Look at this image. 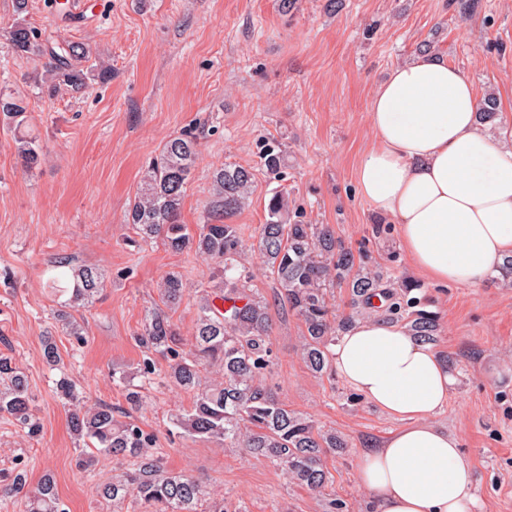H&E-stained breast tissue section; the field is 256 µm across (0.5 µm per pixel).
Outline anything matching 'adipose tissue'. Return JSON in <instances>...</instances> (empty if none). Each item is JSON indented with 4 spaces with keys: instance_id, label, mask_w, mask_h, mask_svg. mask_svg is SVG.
Masks as SVG:
<instances>
[{
    "instance_id": "adipose-tissue-1",
    "label": "adipose tissue",
    "mask_w": 512,
    "mask_h": 512,
    "mask_svg": "<svg viewBox=\"0 0 512 512\" xmlns=\"http://www.w3.org/2000/svg\"><path fill=\"white\" fill-rule=\"evenodd\" d=\"M479 107L469 72L430 53L395 66L371 99L359 190L435 283L481 286L512 255V137L493 139ZM331 361L349 388L399 422L360 459L372 512H471L472 463L437 420L453 385L447 361L375 315L338 337Z\"/></svg>"
}]
</instances>
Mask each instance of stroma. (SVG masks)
Instances as JSON below:
<instances>
[{"instance_id": "obj_1", "label": "stroma", "mask_w": 512, "mask_h": 512, "mask_svg": "<svg viewBox=\"0 0 512 512\" xmlns=\"http://www.w3.org/2000/svg\"><path fill=\"white\" fill-rule=\"evenodd\" d=\"M72 2L30 0L25 20L50 41L84 44L112 76L50 96L36 87L42 61L13 54L4 31L12 0H0V88L28 99V126L45 156L38 168H24L12 133L0 127V352L25 373L42 425L32 439L0 417V470L21 458L30 482L53 473L69 512H127V503L112 505L96 492L118 473L111 457H98L87 472L75 465L69 407L54 393L42 339L54 336L84 399L117 408L126 402L112 371L141 359L136 338L148 314L166 311L190 339L197 291L207 286L213 261L157 238L142 241L126 220L157 149L189 129L201 152L179 215L190 232L212 217V168L234 163L255 173L248 204L230 218L245 245L256 243L269 194L281 183L290 208L329 226L362 265L418 283L416 297L438 317L433 347L447 357L454 380L438 420L472 462L475 512H512V288L496 272L478 288L427 280L406 260L396 226L359 193L355 175L371 140L373 91L427 43L466 68L478 94L495 93L493 138L512 132V0H482L467 19L448 0H345L335 15L326 0H299L289 16L277 0H80L77 9ZM265 138L287 146L283 182L260 166L255 143ZM62 262L105 276L94 302L76 313L81 342L54 319L62 297L48 280ZM248 264L249 288L270 305L269 385L290 409L348 442L326 453L322 493L286 480L246 449L176 435L171 419L193 401L182 390L152 387L131 417L153 434L169 472L200 478L232 512H334L336 502L366 512L357 480L361 450L398 422L342 379L307 368L301 319L279 305L270 272L256 258ZM171 272L182 274L185 293L169 308L157 285Z\"/></svg>"}]
</instances>
